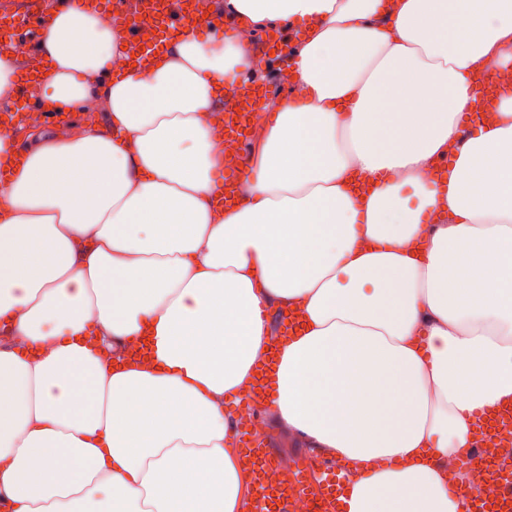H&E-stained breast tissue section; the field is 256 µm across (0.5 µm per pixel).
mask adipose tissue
I'll return each instance as SVG.
<instances>
[{"mask_svg": "<svg viewBox=\"0 0 512 512\" xmlns=\"http://www.w3.org/2000/svg\"><path fill=\"white\" fill-rule=\"evenodd\" d=\"M284 24L304 102L274 104L224 209L209 116L251 45L195 25L131 62L97 6L52 10L46 112L0 182V494L12 512H246L233 416L297 309L269 414L354 473L343 512H468L479 417L512 404V0H223ZM446 181L433 179L451 143ZM412 188L415 205L402 196Z\"/></svg>", "mask_w": 512, "mask_h": 512, "instance_id": "ef3b65f1", "label": "adipose tissue"}]
</instances>
